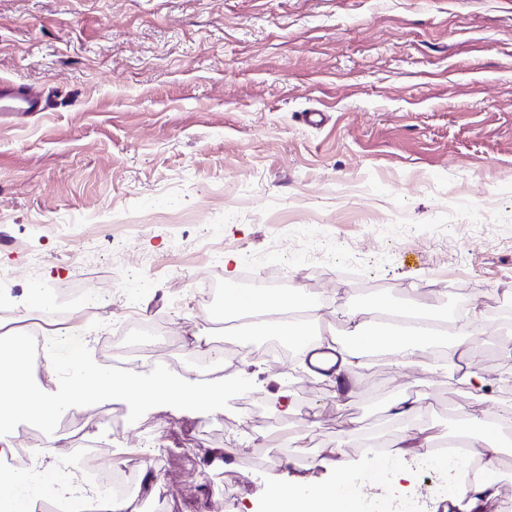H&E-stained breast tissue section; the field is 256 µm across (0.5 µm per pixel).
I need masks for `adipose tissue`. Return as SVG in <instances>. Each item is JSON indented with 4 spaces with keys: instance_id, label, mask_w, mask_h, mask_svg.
<instances>
[{
    "instance_id": "obj_1",
    "label": "adipose tissue",
    "mask_w": 512,
    "mask_h": 512,
    "mask_svg": "<svg viewBox=\"0 0 512 512\" xmlns=\"http://www.w3.org/2000/svg\"><path fill=\"white\" fill-rule=\"evenodd\" d=\"M298 307L307 310V322L315 329L313 347L332 352L333 370L329 379L333 382L341 381L346 375L355 376L358 370L366 368V356L373 351L391 356L398 368L420 367L425 351L440 334L435 320L419 313L417 303L411 301L395 309L393 322L384 325L374 322L364 311L348 314L347 331L339 337L332 331L322 330L323 305L311 296L278 288L245 293L236 288L233 279H226L224 283L225 314L239 320H252L254 329L262 335L300 341L301 333L287 319L288 312ZM484 320L481 305L471 304L465 318L453 322L454 342L448 349L449 367L457 382L473 398L488 396L493 385L492 378L472 367L465 348L467 338L484 331ZM49 372L48 364L30 356L25 333L0 336V425L24 417L49 430L74 402L88 396L107 398L115 393L137 405L178 395L205 411L214 401L223 398L225 387L246 388L257 378L256 373L242 368L227 385L204 386L192 374L173 375L162 369L145 381L133 372L118 380L112 372L81 365L75 381L67 389L52 392L42 388L40 383L41 377ZM387 410L397 424L395 449L389 460L395 479L411 481L406 458L416 455L451 474L449 491L459 512H478L481 504L498 496L492 456L500 449L505 435L512 433L511 407L498 405L478 414L468 406H460L457 435L464 441L460 452L436 449L433 437L420 419L423 406L417 403L413 393H402ZM361 438V430L353 429L337 442L333 450L335 484H279L268 493L267 512H348L354 476L346 447ZM61 482V475L54 468L49 469L46 479L38 482L23 470L0 478V498L11 503L13 512H24L29 499L50 494Z\"/></svg>"
}]
</instances>
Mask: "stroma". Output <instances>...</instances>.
Returning <instances> with one entry per match:
<instances>
[{
  "instance_id": "obj_1",
  "label": "stroma",
  "mask_w": 512,
  "mask_h": 512,
  "mask_svg": "<svg viewBox=\"0 0 512 512\" xmlns=\"http://www.w3.org/2000/svg\"><path fill=\"white\" fill-rule=\"evenodd\" d=\"M1 80L49 109L0 120V309L39 294L55 313L63 289H104L83 320L88 365L208 382L244 354L287 371L201 292L224 276L216 250L334 297L322 328L339 334L376 293L436 316L455 299L512 304V0H0ZM195 336L226 347L222 368L201 371ZM505 340L491 324L467 342L500 399ZM290 382L284 419L258 390L208 416L117 396L72 405L68 428L38 439L90 434L104 472L138 459L153 475L138 512H265L282 481L333 480L343 432L388 448L401 391L443 440L469 402L448 367L378 353L341 395L309 373ZM410 468L422 505L406 512H458L442 471Z\"/></svg>"
}]
</instances>
